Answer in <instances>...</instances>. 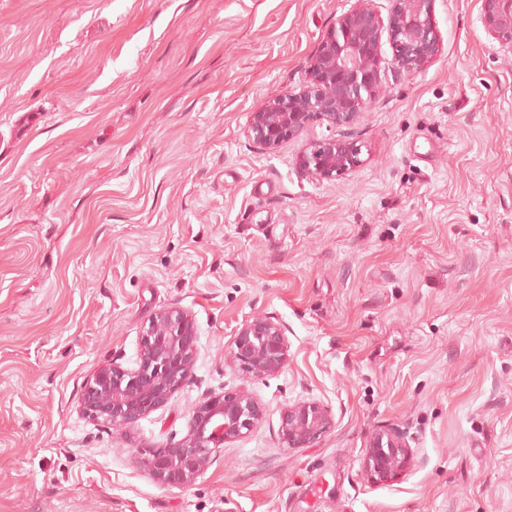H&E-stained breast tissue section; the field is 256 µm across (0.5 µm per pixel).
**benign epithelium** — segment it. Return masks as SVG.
I'll return each mask as SVG.
<instances>
[{"mask_svg":"<svg viewBox=\"0 0 512 512\" xmlns=\"http://www.w3.org/2000/svg\"><path fill=\"white\" fill-rule=\"evenodd\" d=\"M373 2L356 0V6L337 20L309 60V80L300 92L274 96L252 113L249 133L256 143L274 149L317 124H356L381 85L379 54L385 32L401 72L417 73L438 55L432 0H389L385 19ZM483 11L488 34L512 55V0H483ZM360 155L355 142L330 138L306 141L298 159L314 178L332 181L358 168L363 163ZM196 348L197 332L188 312L176 307L157 312L143 327L137 367L99 369L87 384L83 412L114 428L137 423L190 379ZM229 353L249 375L272 376L287 364L288 341L279 323L256 316L238 330ZM263 416V407L244 390L211 395L193 409L189 432L181 441L140 450L138 463L157 484L185 488L217 450L252 432ZM331 427V415L322 404L301 401L281 412L279 435L286 447L304 448ZM412 459L403 434L390 428L372 437L363 467L372 481L380 482L399 476Z\"/></svg>","mask_w":512,"mask_h":512,"instance_id":"7a95c632","label":"benign epithelium"}]
</instances>
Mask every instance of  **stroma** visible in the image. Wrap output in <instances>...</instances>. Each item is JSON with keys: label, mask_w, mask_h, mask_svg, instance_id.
I'll use <instances>...</instances> for the list:
<instances>
[{"label": "stroma", "mask_w": 512, "mask_h": 512, "mask_svg": "<svg viewBox=\"0 0 512 512\" xmlns=\"http://www.w3.org/2000/svg\"><path fill=\"white\" fill-rule=\"evenodd\" d=\"M354 5L0 0V512H512V58L482 0H434L420 72L383 39L354 172L317 180L300 141L248 131ZM167 307L197 328L190 381L126 432L86 416ZM258 314L288 338L263 379L227 355ZM242 388L264 417L195 483L139 466ZM301 400L333 426L289 448ZM386 428L415 458L376 484Z\"/></svg>", "instance_id": "stroma-1"}]
</instances>
